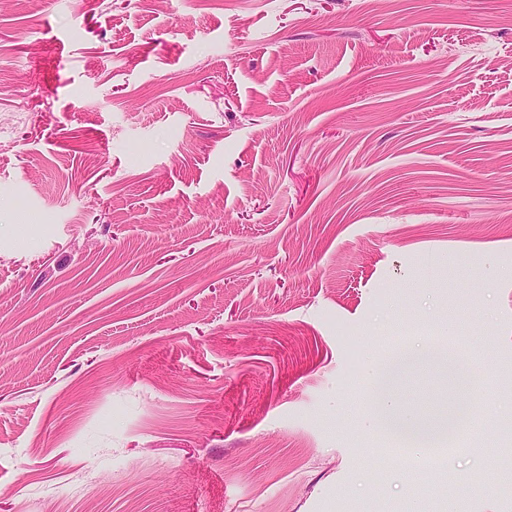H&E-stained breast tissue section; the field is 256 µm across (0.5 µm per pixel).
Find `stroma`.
Here are the masks:
<instances>
[{
	"label": "stroma",
	"mask_w": 512,
	"mask_h": 512,
	"mask_svg": "<svg viewBox=\"0 0 512 512\" xmlns=\"http://www.w3.org/2000/svg\"><path fill=\"white\" fill-rule=\"evenodd\" d=\"M510 420L512 0H0V512H512ZM430 356L446 359L448 351L413 344L398 350L385 362L375 363L371 366L368 383L373 396L374 412L369 417V421L373 426H377L379 421L385 420L394 423L404 431L419 435L421 424L424 421L402 412L401 394L398 392L401 381L393 376V368L397 363H404L412 374L421 366L426 365L425 361Z\"/></svg>",
	"instance_id": "35a3bbf8"
}]
</instances>
